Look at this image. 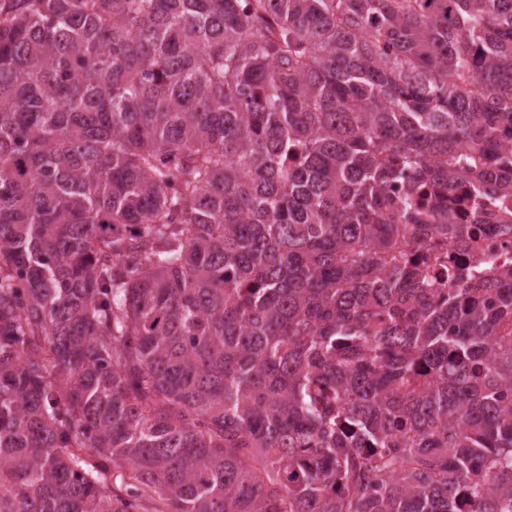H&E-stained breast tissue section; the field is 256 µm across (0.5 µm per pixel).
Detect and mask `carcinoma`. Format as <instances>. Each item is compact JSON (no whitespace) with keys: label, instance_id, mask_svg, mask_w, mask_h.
Masks as SVG:
<instances>
[{"label":"carcinoma","instance_id":"carcinoma-1","mask_svg":"<svg viewBox=\"0 0 512 512\" xmlns=\"http://www.w3.org/2000/svg\"><path fill=\"white\" fill-rule=\"evenodd\" d=\"M509 196L512 0H0V512H512ZM481 245L485 253L512 256V237L496 234L493 224L482 225Z\"/></svg>","mask_w":512,"mask_h":512}]
</instances>
